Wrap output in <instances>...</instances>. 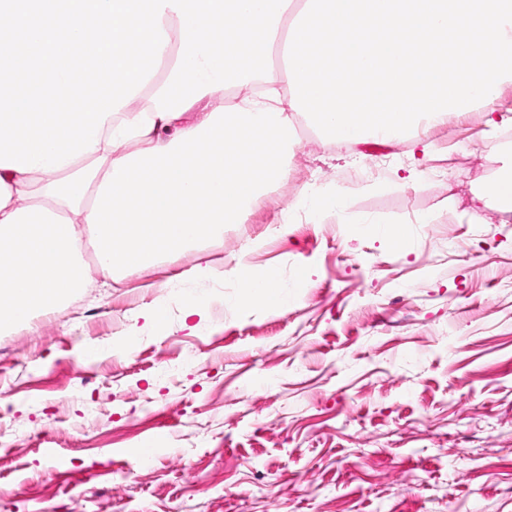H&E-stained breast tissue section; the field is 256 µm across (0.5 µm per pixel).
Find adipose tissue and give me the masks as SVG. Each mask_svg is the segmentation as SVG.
Returning a JSON list of instances; mask_svg holds the SVG:
<instances>
[{
	"label": "adipose tissue",
	"instance_id": "adipose-tissue-1",
	"mask_svg": "<svg viewBox=\"0 0 512 512\" xmlns=\"http://www.w3.org/2000/svg\"><path fill=\"white\" fill-rule=\"evenodd\" d=\"M296 0L275 42L285 79L250 107L193 104L179 117L120 108L93 152L54 172L0 168V331L83 288V255L129 274L220 237L288 176L293 118L328 139L411 140L424 124L490 103L512 80V0ZM470 218L512 212V170L472 199ZM244 303L285 297L272 274L241 272Z\"/></svg>",
	"mask_w": 512,
	"mask_h": 512
}]
</instances>
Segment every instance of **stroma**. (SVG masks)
Masks as SVG:
<instances>
[{
	"label": "stroma",
	"mask_w": 512,
	"mask_h": 512,
	"mask_svg": "<svg viewBox=\"0 0 512 512\" xmlns=\"http://www.w3.org/2000/svg\"><path fill=\"white\" fill-rule=\"evenodd\" d=\"M506 98L420 126L416 178L295 117L244 223L0 333V512H512V213L466 215ZM241 264L286 305L240 306Z\"/></svg>",
	"instance_id": "1"
}]
</instances>
